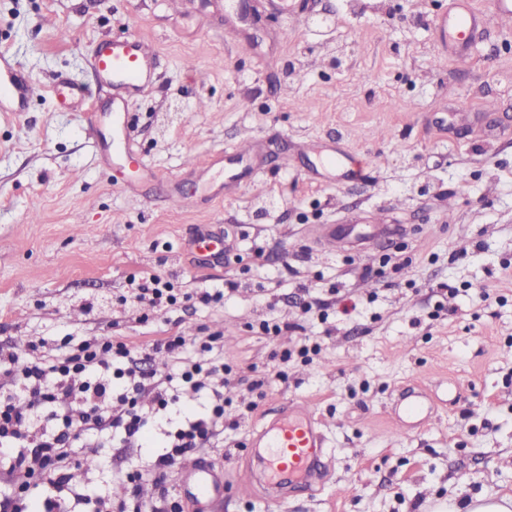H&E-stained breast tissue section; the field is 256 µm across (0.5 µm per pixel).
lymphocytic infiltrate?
<instances>
[{
	"label": "lymphocytic infiltrate",
	"mask_w": 512,
	"mask_h": 512,
	"mask_svg": "<svg viewBox=\"0 0 512 512\" xmlns=\"http://www.w3.org/2000/svg\"><path fill=\"white\" fill-rule=\"evenodd\" d=\"M190 344L181 335L157 342V349L173 360L164 370L139 367L134 348L106 336L79 339L58 354L33 347L23 354L0 348V455L9 458L8 472L19 489L36 477L43 486L69 490L75 499L92 504L93 512H112L111 497L74 484L66 465L73 450L98 454L113 435L133 442L182 393L208 389L209 412L168 432V451L129 478L132 512H182L175 500L174 472L223 432L228 382L223 360H194ZM146 394L152 397L148 407L139 403ZM144 479L159 490L149 504L137 490Z\"/></svg>",
	"instance_id": "obj_1"
}]
</instances>
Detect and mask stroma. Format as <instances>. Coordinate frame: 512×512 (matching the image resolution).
I'll list each match as a JSON object with an SVG mask.
<instances>
[{
    "mask_svg": "<svg viewBox=\"0 0 512 512\" xmlns=\"http://www.w3.org/2000/svg\"><path fill=\"white\" fill-rule=\"evenodd\" d=\"M451 3L304 0L298 26L259 17L266 34L244 56L224 0H0V51L43 90L60 76L88 86L100 117L45 92L24 117L0 112V346L109 336L145 353L183 334L199 359L223 333L224 435L201 459L252 467L262 412L303 402L330 461L313 494L269 505L228 488L221 512H434L512 495V28L487 23L459 58L433 28ZM126 34L156 50L128 121L131 154L157 177L134 192L116 181L112 90L89 66L99 39ZM245 139L258 179L225 183L208 161ZM331 146L346 169L328 177ZM376 222L392 232L367 247L316 246L321 225ZM208 227L234 249L201 268L190 245ZM135 274L193 298L130 301ZM213 288L223 300H196ZM305 343L319 352L302 357ZM408 380L437 420L403 435L389 408ZM166 441L160 426L114 440L77 479L115 493Z\"/></svg>",
    "mask_w": 512,
    "mask_h": 512,
    "instance_id": "obj_1",
    "label": "stroma"
}]
</instances>
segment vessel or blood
Wrapping results in <instances>:
<instances>
[{"label":"vessel or blood","mask_w":512,"mask_h":512,"mask_svg":"<svg viewBox=\"0 0 512 512\" xmlns=\"http://www.w3.org/2000/svg\"><path fill=\"white\" fill-rule=\"evenodd\" d=\"M480 14L469 0H461L453 17L436 23L440 39H453L468 45ZM154 47L144 39L130 35L120 39L100 40L93 53V67L99 79L113 91L112 131L115 142L125 140V114L129 101L141 94L153 81ZM37 87L5 55L0 54V98L9 103L15 115H22L28 101L37 94ZM50 92L60 105L75 106L80 102L78 86L61 77ZM436 408L426 390L419 385L404 387L393 405V420L401 433L429 424ZM252 447L263 449L262 478H249L240 483V490L254 492L256 486L300 488L311 491L321 474L327 456L322 423L307 404L281 407L274 417L254 430ZM181 487L194 503L197 512H208L224 497V477L199 460L182 467Z\"/></svg>","instance_id":"b4317fda"}]
</instances>
